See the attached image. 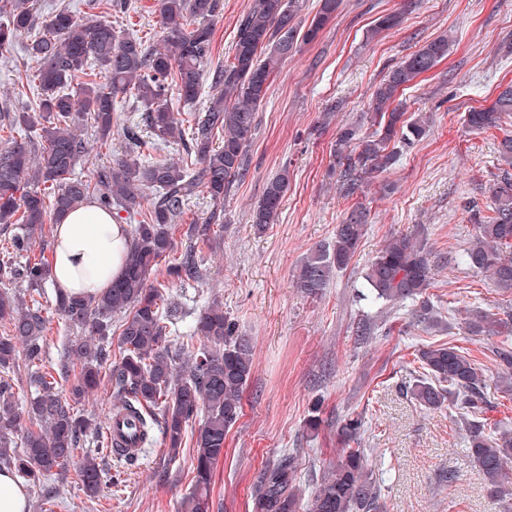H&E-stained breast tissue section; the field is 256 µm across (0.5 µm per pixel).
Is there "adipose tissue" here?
Segmentation results:
<instances>
[{
  "instance_id": "obj_1",
  "label": "adipose tissue",
  "mask_w": 512,
  "mask_h": 512,
  "mask_svg": "<svg viewBox=\"0 0 512 512\" xmlns=\"http://www.w3.org/2000/svg\"><path fill=\"white\" fill-rule=\"evenodd\" d=\"M128 244L126 225L95 204L77 206L54 227L51 280L64 294L102 293L123 274Z\"/></svg>"
}]
</instances>
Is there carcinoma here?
Returning <instances> with one entry per match:
<instances>
[{
    "instance_id": "carcinoma-1",
    "label": "carcinoma",
    "mask_w": 512,
    "mask_h": 512,
    "mask_svg": "<svg viewBox=\"0 0 512 512\" xmlns=\"http://www.w3.org/2000/svg\"><path fill=\"white\" fill-rule=\"evenodd\" d=\"M163 24L161 46L116 31L112 22L79 17L70 6L56 8L36 29L32 0H0V58L28 38V53L40 61L34 74L25 75L37 86L36 106L17 112L12 123L22 133L0 146V224H14L13 252H28L43 224L55 222L84 202L95 203L122 222L150 203V221L129 225L130 248L122 278L94 295L57 294L55 310L69 325L89 336L64 353L60 370L46 365L43 350L47 318L15 293H0V370L8 371L17 356L44 369L33 379L36 394L22 411L10 380L0 377V469L31 487L43 485L53 469L66 467L76 456L92 420L77 411L96 384L99 369L112 362L113 398L136 419L143 445L160 431L168 456L179 455L189 425L200 420L196 434L195 484L183 503L184 512H208L214 467L224 457V440L242 414V395L255 367L252 342L242 335L223 307L212 304L193 319L191 335L200 339L197 350L180 361L170 356L171 326L177 308L160 288L149 283L158 261L174 251L177 219L188 200L204 192L215 204L184 244L170 275L179 281L202 277L197 243L210 226L224 223V196L246 175V151L258 128L257 111L271 80L291 53L286 45L310 42L335 18L341 0H319L307 29L297 21L299 0H252L238 19L233 56L206 69L212 45L213 22L220 0H157ZM450 39L441 35L392 66L374 89L368 135L345 125L336 133L333 157L338 169L337 189L344 197L359 191L370 175L383 172L398 160L392 144L408 147L426 137L429 117L406 120L390 110L398 93L431 71L448 56ZM99 75V80L92 76ZM214 90L208 104L192 113L183 127L168 101L175 85L186 102L199 97L203 79ZM134 100L144 113L149 140L132 126L123 128L129 150L97 173L95 181L75 175L86 154L77 133L83 122L98 139L112 136L116 107ZM512 115V85L498 92L487 109L468 113L476 129L499 125ZM178 142L187 159L139 158L150 144ZM503 164L494 185L490 215L476 218L475 235L466 251L467 265L486 273L500 288L512 289V138L500 142ZM288 191V170L266 184L250 222L257 231L274 223ZM367 214L357 207L336 225L334 241L312 250L301 262L295 286L317 295L333 274L348 265L366 233ZM6 274L40 290L50 282L51 264L43 259L3 266ZM432 265L425 239L394 237L370 261L365 274L368 292L360 299L395 308L411 299L417 323L440 325L434 306L420 300L431 285ZM120 317L119 360L112 361L110 333ZM472 336L512 334V313L472 315L466 325ZM499 368L490 386L482 368L465 352L447 343L416 354L422 369L410 386L413 399L427 410L452 405L466 431L467 456L493 497L512 496V430L485 432L482 404L488 388L512 395V347L495 351ZM81 363L78 376L63 395L56 375L68 373V363ZM103 457L85 454L78 461L81 481L96 496L108 472ZM252 512H384L379 479L368 465L367 449L344 448L327 467L320 483L305 495L293 460L287 456L267 467L252 493Z\"/></svg>"
}]
</instances>
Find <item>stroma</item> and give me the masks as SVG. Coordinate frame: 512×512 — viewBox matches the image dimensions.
Listing matches in <instances>:
<instances>
[{
    "label": "stroma",
    "instance_id": "35a3bbf8",
    "mask_svg": "<svg viewBox=\"0 0 512 512\" xmlns=\"http://www.w3.org/2000/svg\"><path fill=\"white\" fill-rule=\"evenodd\" d=\"M39 18L66 4L111 20L117 31L158 43L162 23L155 0H132L128 12L113 15L110 0H35ZM252 0H223L213 25L210 62L231 57L237 20ZM397 12L398 27L370 37L377 18ZM448 34L447 58L420 76L401 95L407 117H432L428 136L403 149L398 162L373 174L357 195L336 190L330 145L343 124L373 130L370 94L388 68L426 41ZM38 64L24 47L0 60V105L22 111L36 94L23 76ZM512 83V0H343L336 17L274 75L258 109V129L247 151V174L224 199V222L212 225L202 245L203 277L179 282L167 274L175 256L161 260L151 281L187 314L220 304L239 331L251 337L255 369L243 393V415L226 437L224 457L212 481L209 512H251V495L265 467L283 453L295 458L307 485L320 482L346 442L345 419L363 426L359 447L382 482L386 512H506L511 502L486 491L461 453L465 432L455 411H426L408 388L417 376L422 347L449 343L469 353L487 373L496 365L490 341L467 336L469 313L512 307V289L497 287L484 274L460 263L475 233L476 212L487 210L499 173L497 147L512 134L501 128L472 130L467 113L490 106L501 87ZM331 121H324L325 112ZM122 126L138 123L132 107L118 112ZM120 130L111 141L89 139L75 172L94 179L127 143ZM288 170L290 183L275 224L256 232L250 212L267 181ZM356 206L366 209L368 226L346 268L318 295L296 288L294 275L311 250L331 244L337 224ZM426 234L435 279L427 295L448 314L446 331L413 323L410 305L386 309L356 301L369 261L394 236ZM49 320L44 341L57 360L84 330L69 327L54 306V287L32 291L14 286ZM371 319L375 338L361 343L356 326ZM110 365L98 387L78 405L98 429L81 449L96 453L112 404ZM318 414L317 432L307 431ZM194 448L185 441L169 459L161 440L145 448L135 465L112 456L104 463L120 476L86 495L76 464L48 480V495L30 496L32 512H180L193 490Z\"/></svg>",
    "mask_w": 512,
    "mask_h": 512
}]
</instances>
